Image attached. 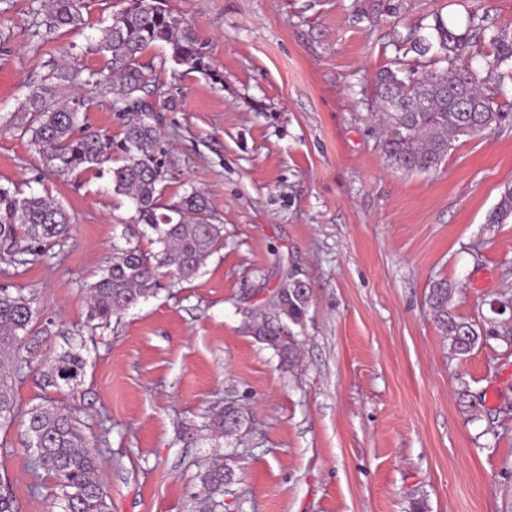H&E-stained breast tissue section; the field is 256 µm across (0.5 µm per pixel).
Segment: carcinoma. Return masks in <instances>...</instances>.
I'll list each match as a JSON object with an SVG mask.
<instances>
[{
	"label": "carcinoma",
	"instance_id": "obj_1",
	"mask_svg": "<svg viewBox=\"0 0 512 512\" xmlns=\"http://www.w3.org/2000/svg\"><path fill=\"white\" fill-rule=\"evenodd\" d=\"M126 7L100 28L97 50L106 59L95 83L112 88V107L125 117L121 136L80 129L79 114L90 100L68 92L74 76L60 69L30 90L19 117L22 134L46 166L62 175L107 172L115 194L135 209V222L156 234V251L128 244L112 255V262L87 288V326L96 329L120 319L130 308L156 292L160 278L175 283L194 280L206 259L223 240V228L211 222L204 193L193 189L178 201L161 204L164 182L175 161L164 147L161 131L147 121L154 111L150 96L157 92L156 67L143 61L145 53L162 51L160 65L186 66L215 84L222 75L209 56L207 42L188 23L168 9L166 0H124ZM49 32L69 31L80 24L79 0H48ZM393 39L404 53L423 59L424 72L397 58L376 74L371 107L385 125L381 150L388 165L404 173L438 169L459 135L500 130L512 124L498 98L504 72L512 63V34L494 30L477 7L465 22L445 21L439 14L424 27L396 30ZM480 46L485 67L462 68L458 56ZM512 221V186L501 193L487 215L489 224ZM70 214L50 195H23L0 186V261L26 266L30 258L65 239ZM455 288L446 279L430 284L428 301L448 349L467 356L477 345L512 350L509 315L481 314L478 320L456 315L451 307ZM311 287L292 270L273 292L269 304L252 316L248 326L254 339L272 349L284 367L296 366L302 340L296 328L304 325L311 303ZM40 313L23 290L0 287V428L18 417L27 421L34 465L53 473L59 482L62 512H108L97 454L68 406L47 400L24 412L17 406L13 367L21 350L37 351L41 335L51 323L38 325ZM83 357L72 351L57 355L41 374L44 387L75 388L84 370ZM243 420L235 406L208 417L204 430L215 438L236 433ZM234 469L221 460L209 461L200 474L199 504L204 512H223L224 488L234 482Z\"/></svg>",
	"mask_w": 512,
	"mask_h": 512
}]
</instances>
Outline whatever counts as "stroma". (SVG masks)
Instances as JSON below:
<instances>
[{
    "label": "stroma",
    "mask_w": 512,
    "mask_h": 512,
    "mask_svg": "<svg viewBox=\"0 0 512 512\" xmlns=\"http://www.w3.org/2000/svg\"><path fill=\"white\" fill-rule=\"evenodd\" d=\"M371 27L370 0H168L207 40L223 81L157 69L154 119L178 170L162 204L205 192L224 241L191 282L163 278L120 321L89 330L86 288L125 247L132 204L109 177L57 174L15 116L57 66L91 98L80 122L116 135L98 27L121 0H81L84 25L33 37L42 0H0V186L50 194L67 238L0 284L33 297L51 334L14 369L21 408L74 409L99 455L112 512H191L205 460L235 470L224 512H512V351L454 358L427 302L431 281L460 288L455 314L478 318L512 289V223L486 217L512 183V126L456 138L435 171L390 169L365 90L394 57V28L461 20L473 3L512 30V0H407ZM312 289L300 368L280 367L247 332L289 270ZM85 361L75 390L40 373L67 349ZM466 381L480 416L458 402ZM238 407L237 435L199 431ZM25 425L0 429V482L18 512H53L57 478L33 464Z\"/></svg>",
    "instance_id": "stroma-1"
}]
</instances>
